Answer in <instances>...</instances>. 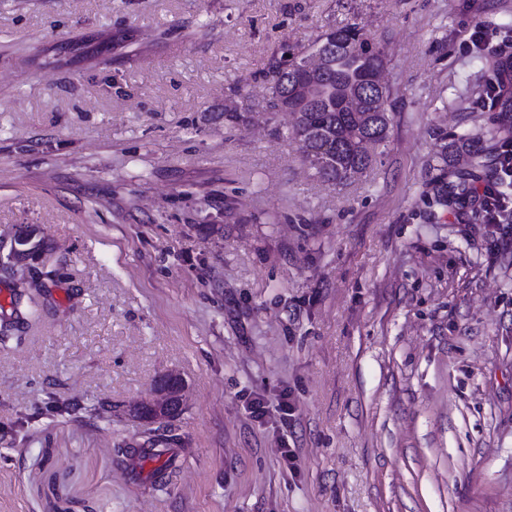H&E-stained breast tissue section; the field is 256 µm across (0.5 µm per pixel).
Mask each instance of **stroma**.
<instances>
[{"label":"stroma","instance_id":"obj_1","mask_svg":"<svg viewBox=\"0 0 512 512\" xmlns=\"http://www.w3.org/2000/svg\"><path fill=\"white\" fill-rule=\"evenodd\" d=\"M346 22L391 124L333 183L265 71ZM478 24L512 53V0H0V243L38 249L0 275V512H512V239L433 203L488 144ZM167 372L162 438L125 407ZM449 149L455 157H462L467 160L468 168L452 171V175L458 180L455 186L461 189L458 197H465L466 192L470 188L469 181L488 166L492 151L490 147L487 149L475 148L470 142V138L466 135L454 136Z\"/></svg>","mask_w":512,"mask_h":512}]
</instances>
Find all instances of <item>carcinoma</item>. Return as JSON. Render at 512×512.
Returning a JSON list of instances; mask_svg holds the SVG:
<instances>
[{
  "label": "carcinoma",
  "mask_w": 512,
  "mask_h": 512,
  "mask_svg": "<svg viewBox=\"0 0 512 512\" xmlns=\"http://www.w3.org/2000/svg\"><path fill=\"white\" fill-rule=\"evenodd\" d=\"M338 49L325 57L313 90L306 97L297 93L299 69L294 60L302 52L284 48L268 62L271 77L269 108L273 112H291L296 116L292 136L298 141L304 160L323 179L342 183L362 173L373 163L370 148L384 142L391 118L378 111L390 98L389 88L373 85V67L383 63L378 43L369 39L354 23H346L325 31L312 45L318 50L329 42ZM502 123L488 130V141L495 143L512 135L505 124L512 113V100L501 103ZM451 153L467 160L468 168L452 175L465 196L470 181L490 162L491 149H478L465 135L453 138Z\"/></svg>",
  "instance_id": "obj_1"
}]
</instances>
